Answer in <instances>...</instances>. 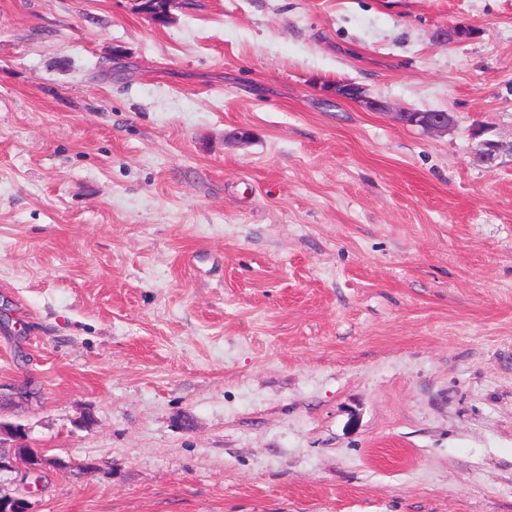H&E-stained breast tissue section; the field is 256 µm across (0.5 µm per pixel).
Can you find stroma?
Wrapping results in <instances>:
<instances>
[{"mask_svg": "<svg viewBox=\"0 0 512 512\" xmlns=\"http://www.w3.org/2000/svg\"><path fill=\"white\" fill-rule=\"evenodd\" d=\"M171 13L0 0V421L61 462L0 488L33 512H512V163L468 137L512 135V0ZM327 92L336 98L352 101L362 109L370 112L386 111L389 109L380 100L368 96L362 87L354 83H336L329 86ZM390 114L398 123L417 128L427 134L448 133L456 125L455 118L449 112L401 109L399 112H391ZM469 137L476 141L475 159L489 170L497 168L503 158L508 157L512 162V135L504 138L488 126L476 125L469 129Z\"/></svg>", "mask_w": 512, "mask_h": 512, "instance_id": "obj_1", "label": "stroma"}]
</instances>
